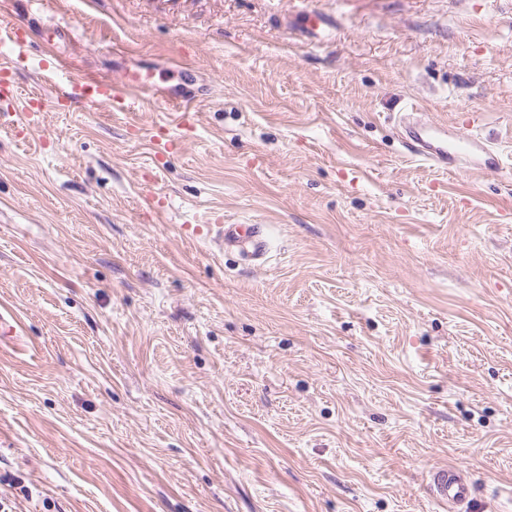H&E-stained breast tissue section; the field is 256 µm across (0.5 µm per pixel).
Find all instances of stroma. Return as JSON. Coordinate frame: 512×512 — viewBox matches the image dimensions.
<instances>
[{"instance_id": "obj_1", "label": "stroma", "mask_w": 512, "mask_h": 512, "mask_svg": "<svg viewBox=\"0 0 512 512\" xmlns=\"http://www.w3.org/2000/svg\"><path fill=\"white\" fill-rule=\"evenodd\" d=\"M329 17L317 41L306 16ZM0 0V512H512V176L405 154L406 107L512 152V0ZM75 75L197 101L51 98ZM189 64L181 72L180 64ZM262 225L253 266L190 227ZM430 489L433 496L442 503H448V508L456 510L468 502L472 487L466 473L456 465L438 468L432 474Z\"/></svg>"}]
</instances>
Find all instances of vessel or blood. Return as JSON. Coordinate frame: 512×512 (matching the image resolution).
Here are the masks:
<instances>
[{
  "label": "vessel or blood",
  "mask_w": 512,
  "mask_h": 512,
  "mask_svg": "<svg viewBox=\"0 0 512 512\" xmlns=\"http://www.w3.org/2000/svg\"><path fill=\"white\" fill-rule=\"evenodd\" d=\"M141 97L153 102L154 90L150 83L138 80H115L92 75H80L59 86L51 99H37L38 107L56 110L72 104L100 106L119 110L128 106L130 99ZM402 145L408 156L433 167L451 173L468 175L485 171H502L505 154L491 141L474 133L473 123L448 131L446 126L414 120L411 114L401 115ZM193 231L210 240L218 253H236L255 261L263 260L267 253V241L258 224H197ZM433 496L449 507L468 502L472 487L466 473L456 465L437 469L432 474L430 486Z\"/></svg>",
  "instance_id": "1"
}]
</instances>
